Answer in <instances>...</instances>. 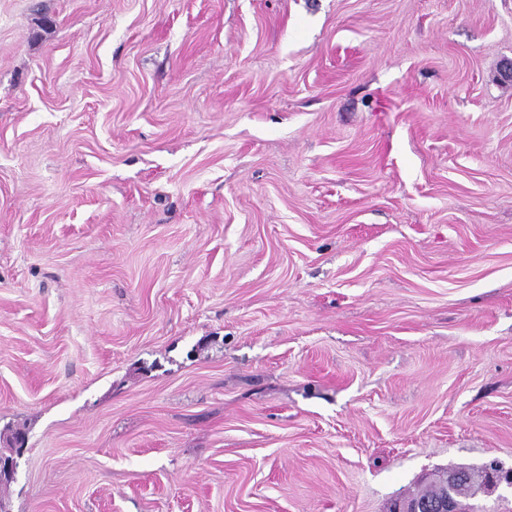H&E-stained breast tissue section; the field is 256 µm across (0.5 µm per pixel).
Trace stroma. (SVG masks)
Masks as SVG:
<instances>
[{"label":"stroma","mask_w":512,"mask_h":512,"mask_svg":"<svg viewBox=\"0 0 512 512\" xmlns=\"http://www.w3.org/2000/svg\"><path fill=\"white\" fill-rule=\"evenodd\" d=\"M512 0H0L9 512H388L512 465Z\"/></svg>","instance_id":"35a3bbf8"}]
</instances>
